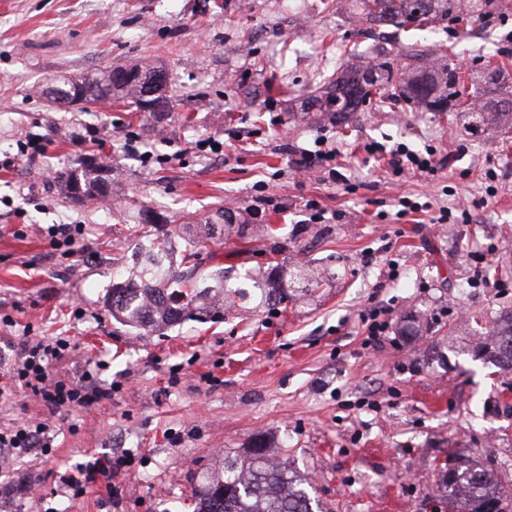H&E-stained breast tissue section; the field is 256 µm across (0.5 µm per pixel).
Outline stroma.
Segmentation results:
<instances>
[{
  "label": "stroma",
  "mask_w": 512,
  "mask_h": 512,
  "mask_svg": "<svg viewBox=\"0 0 512 512\" xmlns=\"http://www.w3.org/2000/svg\"><path fill=\"white\" fill-rule=\"evenodd\" d=\"M497 2L476 21L462 11L431 31L372 24L363 37L338 0H0V376L14 344L62 336L74 350L52 375L76 380L100 362L112 389L57 422L51 455L0 454V486L24 476L38 487L0 494V512H194L206 471L259 435L322 512H454L440 490L452 452L491 470L512 512V371L469 353L512 315V129L471 131L455 112L377 96L348 126L300 110L354 53L398 69L413 42L446 48L464 77L486 63L512 76V0ZM141 63L179 88L172 111L138 120L109 99L84 111L40 94ZM318 137L338 156L299 168ZM208 139L219 150L199 151ZM374 142L432 148L444 163L397 175L367 154ZM89 159L109 171L107 203L60 190ZM404 196L428 210L400 214ZM144 210L178 252L188 219L249 211L250 229L217 238L204 270L305 263L324 277L304 298L132 330L106 295L132 265ZM53 224L83 225L77 255L52 249ZM376 307L389 326L374 347L362 316ZM110 452L128 459L111 489L57 495L68 467Z\"/></svg>",
  "instance_id": "1"
}]
</instances>
